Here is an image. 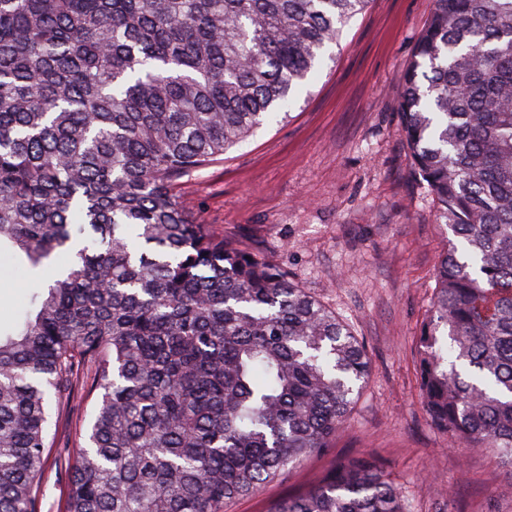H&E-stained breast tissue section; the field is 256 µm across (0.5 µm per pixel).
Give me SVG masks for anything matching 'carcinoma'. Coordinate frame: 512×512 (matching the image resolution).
Returning <instances> with one entry per match:
<instances>
[{
	"label": "carcinoma",
	"mask_w": 512,
	"mask_h": 512,
	"mask_svg": "<svg viewBox=\"0 0 512 512\" xmlns=\"http://www.w3.org/2000/svg\"><path fill=\"white\" fill-rule=\"evenodd\" d=\"M368 0H0V512H38L52 428L95 396L67 512H228L331 447L371 363L183 178L294 101ZM399 134L452 234L416 336L428 419L512 466V0H435ZM62 251L69 261L52 263ZM272 512H408L371 457ZM30 272L23 266H14L0 256V315L2 321L19 319L25 308V294L21 285Z\"/></svg>",
	"instance_id": "cac0c4a2"
}]
</instances>
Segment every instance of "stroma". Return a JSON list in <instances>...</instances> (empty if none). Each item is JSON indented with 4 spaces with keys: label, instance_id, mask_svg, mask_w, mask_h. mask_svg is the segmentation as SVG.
<instances>
[{
    "label": "stroma",
    "instance_id": "stroma-1",
    "mask_svg": "<svg viewBox=\"0 0 512 512\" xmlns=\"http://www.w3.org/2000/svg\"><path fill=\"white\" fill-rule=\"evenodd\" d=\"M433 0H369L287 115L185 177L184 198L232 244L287 270L346 322L371 374L327 454L300 459L229 512H270L337 460H379L411 512H512V469L452 446L425 411L415 340L451 233L400 136L404 66ZM29 271L0 256V318L19 319Z\"/></svg>",
    "mask_w": 512,
    "mask_h": 512
}]
</instances>
